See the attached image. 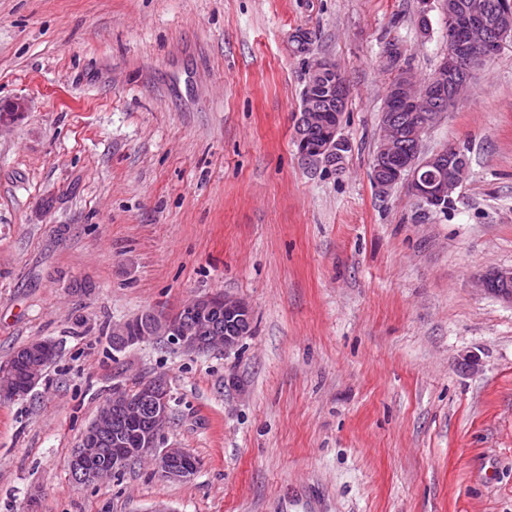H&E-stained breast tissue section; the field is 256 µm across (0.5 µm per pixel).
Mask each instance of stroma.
Returning a JSON list of instances; mask_svg holds the SVG:
<instances>
[{"instance_id":"35a3bbf8","label":"stroma","mask_w":512,"mask_h":512,"mask_svg":"<svg viewBox=\"0 0 512 512\" xmlns=\"http://www.w3.org/2000/svg\"><path fill=\"white\" fill-rule=\"evenodd\" d=\"M308 31L306 51L293 37ZM401 64L448 51L441 0H0V362L58 356L0 402V512H512V45L423 137L463 151L445 210L372 160ZM350 88L339 168L293 140L307 72ZM223 291L230 353L113 325ZM164 377L182 482L142 464L83 485L70 462L113 386ZM480 286L512 303V268L501 269L488 274L480 281ZM55 343L51 340H35L26 346V355L19 358L17 365L10 367L11 375H7L0 384V401H12L25 397L29 391L39 384L43 378V372L49 368V363L56 349ZM18 372L21 374V382L18 380Z\"/></svg>"}]
</instances>
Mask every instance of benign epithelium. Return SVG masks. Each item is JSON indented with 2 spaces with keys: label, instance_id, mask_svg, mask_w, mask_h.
I'll return each instance as SVG.
<instances>
[{
  "label": "benign epithelium",
  "instance_id": "7a95c632",
  "mask_svg": "<svg viewBox=\"0 0 512 512\" xmlns=\"http://www.w3.org/2000/svg\"><path fill=\"white\" fill-rule=\"evenodd\" d=\"M448 18V31L454 34L448 54L436 68L433 80L418 88L410 72L395 69L387 89L385 111L381 113L377 159L399 152V141H414L421 149L422 125L402 126L399 112H422L436 123L443 112L454 106L461 91L470 83L472 70L481 61L495 55L501 46L512 41V0H494L490 7L463 5L460 0H442ZM309 101L301 116L303 124H318L321 140L314 146L297 138L298 154L308 165L329 164L341 155L344 139L340 135L341 102L350 93L338 77L336 62L318 59L307 77ZM24 110L18 101L0 106V130L8 127ZM460 149L436 151L431 155L409 157L375 181L383 192L404 180L411 191L428 204L439 208L453 199L466 178L467 163ZM480 286L512 303V268L488 274ZM181 315L172 317L150 312L140 319V331L129 323L112 327V346L125 348L148 339L165 340L186 353L222 350L229 353L246 334L241 325L250 321L248 303L224 292L200 295L184 303ZM56 349L51 340H35L26 346V355L10 368V375L0 382V401L24 397L43 378L42 363ZM169 387L166 379L156 377L142 383L134 393L117 385L112 401L99 411L81 436L74 450L71 468L82 484H96L116 474L139 459L154 461L157 473L168 480L182 481L196 471V460L183 448L165 445V431L170 419Z\"/></svg>",
  "mask_w": 512,
  "mask_h": 512
}]
</instances>
